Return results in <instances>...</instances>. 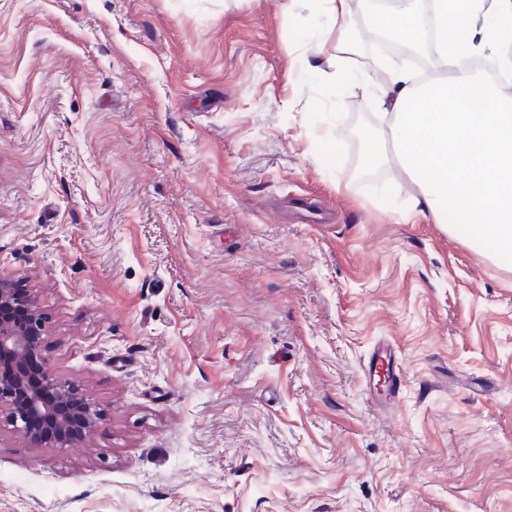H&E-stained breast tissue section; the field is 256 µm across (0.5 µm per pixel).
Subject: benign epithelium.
<instances>
[{
    "mask_svg": "<svg viewBox=\"0 0 512 512\" xmlns=\"http://www.w3.org/2000/svg\"><path fill=\"white\" fill-rule=\"evenodd\" d=\"M46 316L37 289L0 272V420L30 444L68 448L97 430L103 410L59 375L44 354Z\"/></svg>",
    "mask_w": 512,
    "mask_h": 512,
    "instance_id": "obj_1",
    "label": "benign epithelium"
}]
</instances>
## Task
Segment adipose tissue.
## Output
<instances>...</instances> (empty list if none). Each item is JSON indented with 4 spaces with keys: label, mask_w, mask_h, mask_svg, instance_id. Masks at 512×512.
<instances>
[{
    "label": "adipose tissue",
    "mask_w": 512,
    "mask_h": 512,
    "mask_svg": "<svg viewBox=\"0 0 512 512\" xmlns=\"http://www.w3.org/2000/svg\"><path fill=\"white\" fill-rule=\"evenodd\" d=\"M436 77L394 67L363 83L382 110L367 129L366 165H397L415 210L430 212L476 252L512 259V83L486 81L459 60L512 41V0H429ZM372 32L413 44L415 0L378 13Z\"/></svg>",
    "instance_id": "obj_1"
}]
</instances>
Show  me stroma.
<instances>
[{
    "mask_svg": "<svg viewBox=\"0 0 512 512\" xmlns=\"http://www.w3.org/2000/svg\"><path fill=\"white\" fill-rule=\"evenodd\" d=\"M373 2L343 78L316 0H0V270L104 411L0 512H512V262L362 168ZM396 352L389 343L384 344L372 353L365 368V374L370 383L375 379H378V382L384 380L388 391L387 395L390 397L394 396L403 379Z\"/></svg>",
    "mask_w": 512,
    "mask_h": 512,
    "instance_id": "stroma-1",
    "label": "stroma"
}]
</instances>
